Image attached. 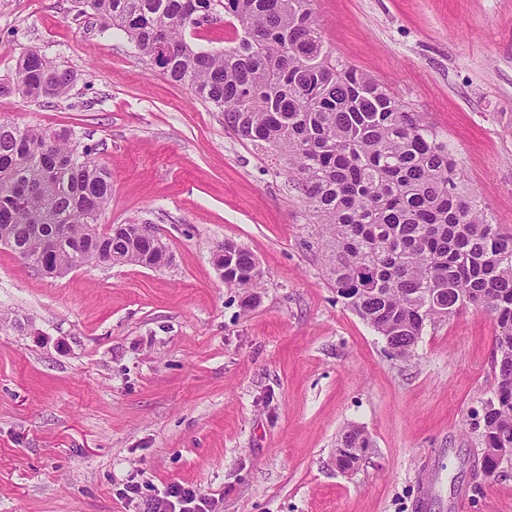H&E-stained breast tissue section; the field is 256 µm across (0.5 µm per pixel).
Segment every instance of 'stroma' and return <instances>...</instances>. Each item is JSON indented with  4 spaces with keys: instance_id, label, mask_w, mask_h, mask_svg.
<instances>
[{
    "instance_id": "stroma-1",
    "label": "stroma",
    "mask_w": 512,
    "mask_h": 512,
    "mask_svg": "<svg viewBox=\"0 0 512 512\" xmlns=\"http://www.w3.org/2000/svg\"><path fill=\"white\" fill-rule=\"evenodd\" d=\"M313 8L325 49L422 114L512 234V0ZM32 49L77 80L51 104L0 95V119L95 148L112 172L102 226L156 225L173 260L49 277L0 244V512H143L176 482L211 512H512V468L482 467L491 314L428 324L412 360L392 358L328 281L277 154L74 0H0V79ZM227 239L263 273L248 311L212 263ZM351 425L373 446L344 472Z\"/></svg>"
}]
</instances>
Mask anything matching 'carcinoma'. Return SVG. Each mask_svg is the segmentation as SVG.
Instances as JSON below:
<instances>
[{
  "mask_svg": "<svg viewBox=\"0 0 512 512\" xmlns=\"http://www.w3.org/2000/svg\"><path fill=\"white\" fill-rule=\"evenodd\" d=\"M103 32L135 48L180 46L162 74L224 113L238 138L287 163L304 197L332 286L385 340L410 359L427 324L453 315L448 300L493 315L497 387L487 402L484 448L512 447V235L501 232L465 189L448 148L417 112L372 77L323 49L312 0H75ZM233 21L235 45L211 51L186 31L217 12ZM74 73L37 50L19 58L0 94L51 103ZM66 128L0 120V242L38 271L62 276L100 259L161 266L163 239L99 230L112 175ZM56 239L46 254L37 242ZM224 283L253 298L263 285L253 254L224 241ZM345 429L336 461L353 469L349 448H370Z\"/></svg>",
  "mask_w": 512,
  "mask_h": 512,
  "instance_id": "obj_1",
  "label": "carcinoma"
}]
</instances>
